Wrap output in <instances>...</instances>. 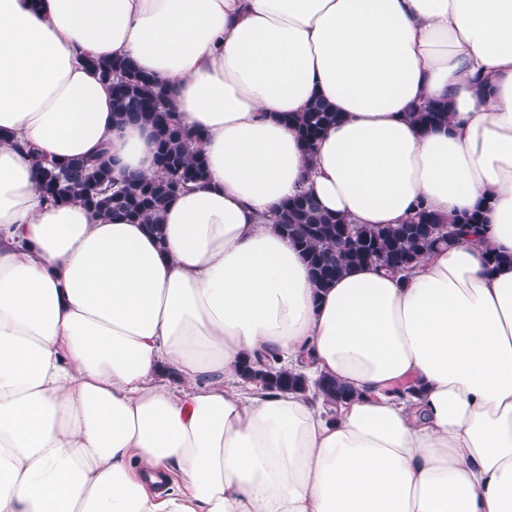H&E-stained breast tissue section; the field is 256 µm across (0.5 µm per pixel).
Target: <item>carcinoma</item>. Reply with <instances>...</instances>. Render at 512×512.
<instances>
[{
  "mask_svg": "<svg viewBox=\"0 0 512 512\" xmlns=\"http://www.w3.org/2000/svg\"><path fill=\"white\" fill-rule=\"evenodd\" d=\"M90 65L112 85L113 118L119 124L142 123L152 128L155 164L160 175L146 179L115 172L114 165L102 156L60 162L38 155L40 173L37 191L53 205L73 199L101 217L121 213L143 224L156 237L162 236L161 212L166 204L191 184L207 177L203 156L193 150L196 135L179 125L168 106L169 90L162 82L140 74L120 58H96ZM448 103H438L414 113L423 127L445 121ZM294 122L304 149L312 154L323 133L341 120V114L326 101L316 99L305 111L289 117ZM271 223L291 241L309 266L315 289L328 287L350 269L374 264L392 274L408 269L423 253L448 243L457 235L456 224H478L474 212L450 221L425 207L417 209L404 224L357 225L325 212L317 199L302 191L284 202ZM242 376L267 388L304 390L300 374L242 365ZM328 400L335 402L351 391L335 381L322 385Z\"/></svg>",
  "mask_w": 512,
  "mask_h": 512,
  "instance_id": "cac0c4a2",
  "label": "carcinoma"
}]
</instances>
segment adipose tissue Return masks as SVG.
<instances>
[{"label":"adipose tissue","instance_id":"1","mask_svg":"<svg viewBox=\"0 0 512 512\" xmlns=\"http://www.w3.org/2000/svg\"><path fill=\"white\" fill-rule=\"evenodd\" d=\"M108 57L199 135L159 238L44 203L16 148L155 177ZM317 97L343 118L309 155ZM304 188L353 224H481L318 292L269 222ZM0 512H512V0H0ZM242 376L261 385L279 390H305L306 381L300 374L273 371L271 368H253L249 363L242 365Z\"/></svg>","mask_w":512,"mask_h":512}]
</instances>
